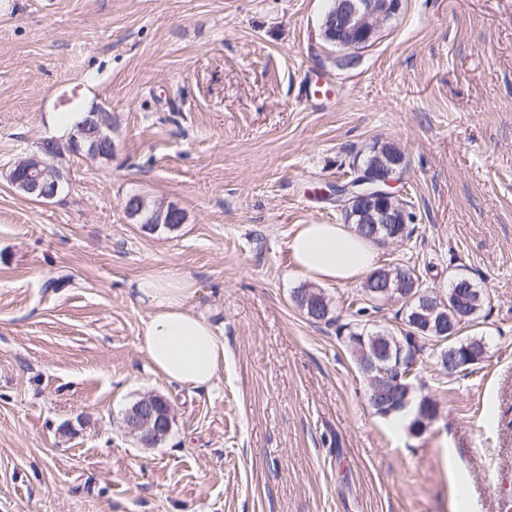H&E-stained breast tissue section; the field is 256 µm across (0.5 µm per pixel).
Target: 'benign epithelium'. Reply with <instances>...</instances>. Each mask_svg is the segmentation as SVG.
<instances>
[{
	"instance_id": "1",
	"label": "benign epithelium",
	"mask_w": 512,
	"mask_h": 512,
	"mask_svg": "<svg viewBox=\"0 0 512 512\" xmlns=\"http://www.w3.org/2000/svg\"><path fill=\"white\" fill-rule=\"evenodd\" d=\"M397 13L389 0H348L341 15L343 30L351 32L361 24L368 26L370 36L360 42L336 39L337 50L330 60L336 68L347 71L355 68L360 62V46L371 42V35L380 33ZM110 128L105 120V114L91 111L79 130L66 145L53 141V149L47 150L45 144H40L41 155H31L14 163L13 168L24 172L25 177L19 181L11 180V184L19 191L37 199L50 200L67 183V176L59 165V159L69 151L83 154L89 158L108 161L112 155L104 151V146L112 142L109 136ZM406 170V157L388 155L380 150L374 151V156L364 165H355L357 177L346 184L332 187L336 194V202L346 210L352 209L359 202H366L370 209L364 215V220L372 224L373 237L383 246L390 245L392 237L380 236L379 225L388 223L389 209L385 205L392 204L399 196L391 191V187L399 182ZM412 308L410 321L412 327L419 328V320L428 321L424 331L432 329V325H441L440 299L418 298ZM411 351L401 347L394 352H387L370 359L362 370L368 385L376 388L381 380L387 381V388L381 395L390 399L395 405L405 411H410L412 401L410 391L400 393V381L408 376ZM161 396L146 394L137 399L124 412L122 422L125 432L135 438L143 447L155 445L160 431L170 424L171 408H166L165 414H160L158 405Z\"/></svg>"
}]
</instances>
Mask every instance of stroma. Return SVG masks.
Wrapping results in <instances>:
<instances>
[{"mask_svg":"<svg viewBox=\"0 0 512 512\" xmlns=\"http://www.w3.org/2000/svg\"><path fill=\"white\" fill-rule=\"evenodd\" d=\"M327 0H0V512H498L512 475V0H402L339 72ZM112 114V158L65 154L47 203L7 173L54 113ZM390 141L411 237L382 248L447 290L487 294L466 335L486 360L428 365L438 403L415 436L374 412L336 325L292 302L287 242L340 224L323 197ZM177 206L174 229L128 217ZM189 279L224 336L211 390L152 374L133 302ZM167 439L125 434L145 394ZM468 476L459 488L456 474Z\"/></svg>","mask_w":512,"mask_h":512,"instance_id":"stroma-1","label":"stroma"}]
</instances>
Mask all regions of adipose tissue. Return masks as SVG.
I'll list each match as a JSON object with an SVG mask.
<instances>
[{
	"label": "adipose tissue",
	"mask_w": 512,
	"mask_h": 512,
	"mask_svg": "<svg viewBox=\"0 0 512 512\" xmlns=\"http://www.w3.org/2000/svg\"><path fill=\"white\" fill-rule=\"evenodd\" d=\"M298 272L320 284L362 282L379 266L377 246L344 224H303L288 242ZM136 299L150 311L140 334L151 371L169 383L216 385L224 369V338L187 306L190 282L169 272L139 278Z\"/></svg>",
	"instance_id": "ef3b65f1"
}]
</instances>
